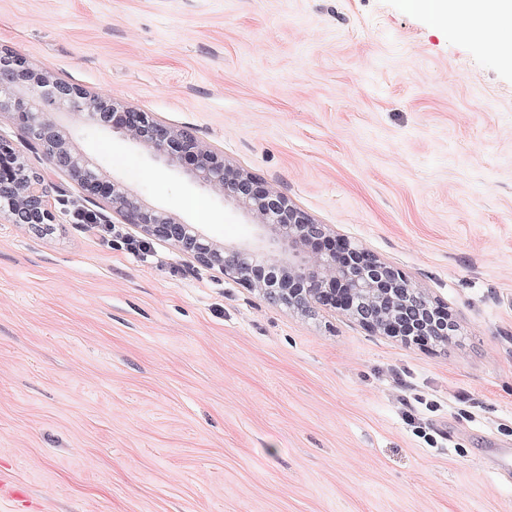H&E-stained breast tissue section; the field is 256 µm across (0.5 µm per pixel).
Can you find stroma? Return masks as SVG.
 <instances>
[{"instance_id": "obj_1", "label": "stroma", "mask_w": 512, "mask_h": 512, "mask_svg": "<svg viewBox=\"0 0 512 512\" xmlns=\"http://www.w3.org/2000/svg\"><path fill=\"white\" fill-rule=\"evenodd\" d=\"M192 129L448 306L445 345L79 224L0 220V512H512V67L406 0H0V50ZM78 148L224 242L247 217L119 137Z\"/></svg>"}]
</instances>
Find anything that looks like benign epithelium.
Instances as JSON below:
<instances>
[{
    "label": "benign epithelium",
    "mask_w": 512,
    "mask_h": 512,
    "mask_svg": "<svg viewBox=\"0 0 512 512\" xmlns=\"http://www.w3.org/2000/svg\"><path fill=\"white\" fill-rule=\"evenodd\" d=\"M2 111L19 121L50 166L87 198L105 203L123 223L171 244L189 261L238 278L270 303L304 313L318 307L338 310L372 333L420 347L447 335L448 308L417 288L403 270L318 223L265 180L227 163L193 132L36 71L10 52L0 53ZM83 127L117 135L231 201L249 218L251 234L227 244L149 205L77 147L74 138ZM0 215L38 233L55 224L44 177L2 139Z\"/></svg>",
    "instance_id": "obj_1"
}]
</instances>
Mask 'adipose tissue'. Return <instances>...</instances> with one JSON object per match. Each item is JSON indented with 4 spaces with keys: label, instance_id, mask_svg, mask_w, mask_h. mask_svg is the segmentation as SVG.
Segmentation results:
<instances>
[{
    "label": "adipose tissue",
    "instance_id": "1",
    "mask_svg": "<svg viewBox=\"0 0 512 512\" xmlns=\"http://www.w3.org/2000/svg\"><path fill=\"white\" fill-rule=\"evenodd\" d=\"M408 9L480 42L500 61L512 64V0H406Z\"/></svg>",
    "mask_w": 512,
    "mask_h": 512
}]
</instances>
